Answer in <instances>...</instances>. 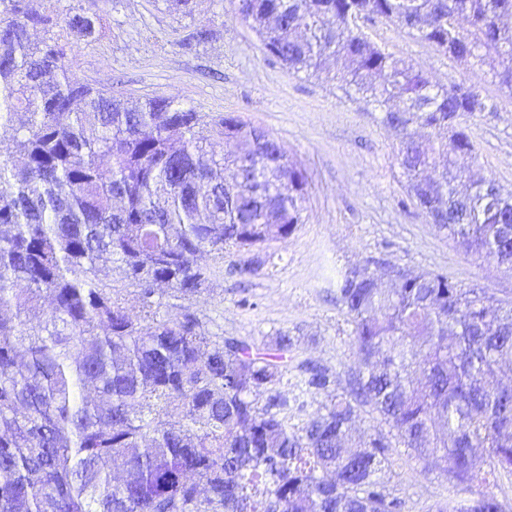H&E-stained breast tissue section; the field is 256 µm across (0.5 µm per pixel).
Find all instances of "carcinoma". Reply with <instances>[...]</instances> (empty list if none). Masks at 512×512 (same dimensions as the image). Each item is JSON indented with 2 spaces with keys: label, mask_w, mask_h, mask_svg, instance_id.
<instances>
[{
  "label": "carcinoma",
  "mask_w": 512,
  "mask_h": 512,
  "mask_svg": "<svg viewBox=\"0 0 512 512\" xmlns=\"http://www.w3.org/2000/svg\"><path fill=\"white\" fill-rule=\"evenodd\" d=\"M239 19L265 55L334 80L399 131L396 161L411 203L463 253L512 272V206L470 174L468 122L493 108L460 84L439 86L369 39L400 25L512 95V0H242ZM88 6L0 0V512H403L386 488L392 451L446 476L435 512H502L512 474V387L493 379L512 357V298L434 271L379 288L369 272L336 278L359 357L347 394L300 362L288 397L282 360L211 334L189 307L224 246L260 248L304 223L307 177L285 148L255 146L254 125L169 97L129 105L69 73L74 44L96 41ZM43 31L37 43L32 29ZM210 30L183 37L192 51ZM115 264L140 315L107 287ZM48 301L42 308L41 301ZM329 402L296 428L300 396ZM394 431L348 445L363 408Z\"/></svg>",
  "instance_id": "1"
}]
</instances>
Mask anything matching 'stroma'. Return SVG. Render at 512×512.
Wrapping results in <instances>:
<instances>
[{
	"label": "stroma",
	"mask_w": 512,
	"mask_h": 512,
	"mask_svg": "<svg viewBox=\"0 0 512 512\" xmlns=\"http://www.w3.org/2000/svg\"><path fill=\"white\" fill-rule=\"evenodd\" d=\"M96 5L102 33L72 54L76 79L128 100L164 96L209 115H238L269 131L307 176L304 222L287 239L207 257L213 274L189 306L210 332L245 339L262 353L274 352L278 334L293 336V361L329 369L341 392L358 357L352 326L336 300L338 273L367 263L386 284L393 267L431 270L512 297V276L466 257L410 204L394 157L398 137L378 113L335 84L294 74L265 56L255 32L238 18L237 0H195L189 15L169 9L165 0ZM195 27L209 28L213 38L185 51L180 41ZM368 33L433 82L463 83L492 99L495 111L469 122L472 168L512 193V97L398 25L377 23ZM257 259V274H240V266ZM384 481L404 501V512H432L448 498L446 478L423 473L402 448L395 449Z\"/></svg>",
	"instance_id": "stroma-1"
}]
</instances>
